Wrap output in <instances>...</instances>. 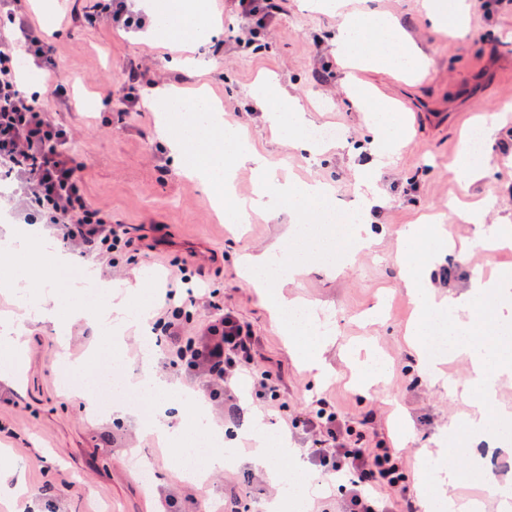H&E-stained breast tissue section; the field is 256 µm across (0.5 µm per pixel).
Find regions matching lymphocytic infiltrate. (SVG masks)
<instances>
[{"label": "lymphocytic infiltrate", "instance_id": "f902f5d3", "mask_svg": "<svg viewBox=\"0 0 512 512\" xmlns=\"http://www.w3.org/2000/svg\"><path fill=\"white\" fill-rule=\"evenodd\" d=\"M13 50L11 43L0 41V171L16 180L14 208L23 223L52 225L79 246L81 255L111 265L113 253L133 251L134 242L87 200L82 165L66 147L70 132L22 90L12 68ZM187 282L186 275H171L168 303L155 321L176 346L172 367L203 378L209 396L223 398L231 415L238 410L240 381H248L255 397L278 399L276 378L256 368L255 338L237 316L219 313L186 334L181 311L171 301ZM290 424L311 438L312 460L346 479L350 497L343 512H394L397 495L404 508H411L397 451L366 448L365 435L346 425L327 399H319L316 409L291 418Z\"/></svg>", "mask_w": 512, "mask_h": 512}]
</instances>
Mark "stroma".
I'll use <instances>...</instances> for the list:
<instances>
[{
    "label": "stroma",
    "instance_id": "35a3bbf8",
    "mask_svg": "<svg viewBox=\"0 0 512 512\" xmlns=\"http://www.w3.org/2000/svg\"><path fill=\"white\" fill-rule=\"evenodd\" d=\"M211 2L222 26L191 45L145 42L140 31L115 27L103 14L86 23L84 13L93 0H56L47 19L29 14L30 30L51 46L59 75L69 84L62 101L53 97L43 70L24 50L15 58L28 70L30 90L46 113L70 127L69 148L85 165L89 200L110 212L134 241V254H118L112 267L100 271L114 294H123L126 280L144 273L149 289L139 302L156 312L171 271L186 267L188 277L211 293L186 306L187 333L213 317L215 306L234 312L258 338L257 366L275 371L280 399L245 405L243 418L233 424L226 422L222 402L209 401L211 419L224 426L230 462L198 483L185 476L177 451L147 428L151 405L133 391L141 374L136 328L127 329L125 345L116 351L100 331L81 322L62 337L49 324L27 326L20 379L14 385L0 382V512H163L170 498L187 512H224L233 495L249 512H261L277 488L268 470L251 460L258 428L291 450L287 456L272 455L273 464L284 468L295 457L303 462L296 479L311 490L297 512H312L318 504L337 512L347 491L308 463L309 440L292 436L277 412L282 403L289 413L304 411L321 397L371 444L397 446V432L408 429L400 462L416 500L444 461L443 435L450 425H464L472 410L460 389L468 378L466 361L456 357L442 363L452 382L447 388L422 369L407 345V323L416 305L403 287L402 231L435 215L454 242L431 276L437 297L466 290L476 274L512 270V248L490 250L483 238L484 226L512 223V164L506 162L512 157V0H471L462 38L436 29L421 13L420 0H347L348 11L368 7L392 17L429 58L426 75L418 79L361 74L369 93L390 103L404 122V145L383 164L370 150L365 116L352 105L336 62V15L301 9L298 0H275L272 21L259 16L251 21L263 45L257 51L235 44L240 21L227 0ZM138 63L156 72L157 85L140 88L141 111L134 114L126 109L123 86L127 69ZM263 76L295 98L315 124L339 130L328 153L315 160L272 136L265 109L253 94ZM171 86L186 92L206 88L221 103L225 126L244 130L279 176L332 182L340 210L359 202L358 169L379 164V203L369 245L336 269L308 263L284 286L285 293L333 320L326 378L297 362L238 274L240 256L275 243L287 228L286 216L260 213L242 224L225 223L199 186L179 174L151 110L155 88ZM439 112L445 122L431 123L430 115ZM492 118L501 125L487 143L490 174L464 185L460 151L469 132ZM475 204L485 207L480 225L466 219ZM57 247L72 260L51 271L53 288L41 295L29 289L0 292V317L23 322L40 297L64 310L84 302V290L73 284L85 264L72 256L70 245L61 241ZM366 347L377 352L386 373L382 383L362 391L350 382L348 356ZM110 366L124 376L119 395L134 407L131 420H113L108 403L85 408L97 398ZM134 451L144 460L149 481L131 469L128 456ZM474 462L480 473L471 477L467 471ZM452 463L463 476L450 496L461 502L478 498L482 512H503L497 490L512 489V451L476 441L470 454L453 457Z\"/></svg>",
    "mask_w": 512,
    "mask_h": 512
}]
</instances>
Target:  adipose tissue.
I'll use <instances>...</instances> for the list:
<instances>
[{
  "mask_svg": "<svg viewBox=\"0 0 512 512\" xmlns=\"http://www.w3.org/2000/svg\"><path fill=\"white\" fill-rule=\"evenodd\" d=\"M149 34L161 41L197 40L207 34L210 25L204 0H150ZM336 55L339 62L355 60L356 69L348 73L347 84L356 91L353 99L358 111L369 113L370 131L378 154L389 155L401 143L400 119L387 103L368 97L360 88L358 72L378 69L388 74L417 72L425 69L427 59L408 39L401 36L392 19L384 13L371 11L358 17H346L337 28ZM258 95L270 106L268 122L279 135L294 146L311 154H320L324 146L306 139L305 129L312 120L298 102L280 87L264 84ZM407 274L404 286L418 302V313L409 326L415 344H422L433 322L447 318V331L455 341V350L470 369L467 387L476 410L467 424L470 435L489 443H497L502 424L493 416L497 384L502 377L512 376V336L504 325L512 323V315L504 312L502 301L512 298V273L497 272L491 278L474 276L468 289L459 295L436 298L428 293L432 259L448 247L440 228L412 225L405 231ZM67 264V255L57 253L53 239L40 224H7L0 228V269L13 272L8 287L22 282L30 288L41 287L34 271L44 258ZM71 320H82L100 327L113 324L115 329L138 326L142 334V358L145 367L138 380L140 394L155 400L157 408L151 428L166 442L185 443L188 432L216 427L206 412V396L201 389L184 392L180 404H171L167 396L173 386L156 375L150 361L154 350L150 345L152 326L142 311L123 303L111 310L90 312L72 309Z\"/></svg>",
  "mask_w": 512,
  "mask_h": 512,
  "instance_id": "1",
  "label": "adipose tissue"
}]
</instances>
